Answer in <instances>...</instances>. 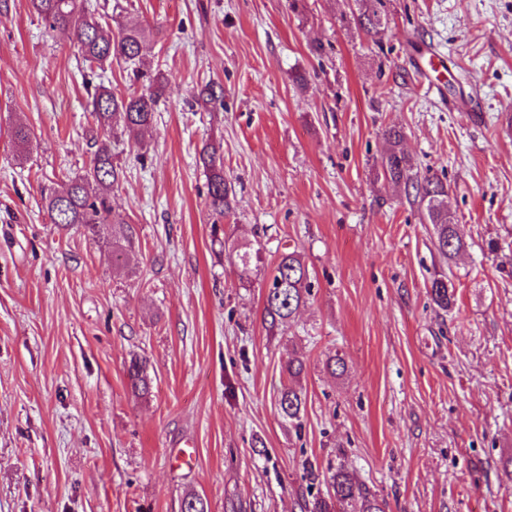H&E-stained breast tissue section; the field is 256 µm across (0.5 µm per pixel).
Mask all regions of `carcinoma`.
<instances>
[{
	"label": "carcinoma",
	"instance_id": "1",
	"mask_svg": "<svg viewBox=\"0 0 512 512\" xmlns=\"http://www.w3.org/2000/svg\"><path fill=\"white\" fill-rule=\"evenodd\" d=\"M356 10L349 22L374 38L388 24L385 0H355ZM29 5L50 31H66L77 43L82 61L89 76L104 77L112 60L133 62L139 56L148 29L133 21L111 17L113 23H103L97 18L99 3L92 0H29ZM147 93L117 96L100 81L91 94V112L103 133L102 138L92 139L90 162L82 173L67 178L59 188L44 196L45 208L52 223L63 227L78 226L95 238L112 237V252L121 251L133 243L134 230L123 218L112 213V189L121 181L124 170L112 154V130L120 126L128 135L136 137L154 120L157 104L168 85L167 78L159 72L150 79ZM198 97L206 102H221L224 89L207 83L198 90ZM388 148L381 158L384 179L402 184L414 192V201L424 208L429 223L436 229L434 245L442 257L453 262L466 250L467 243L459 225L448 212L446 186L437 178L422 174L418 165L405 152L403 133L398 128L386 132ZM208 173V196L211 210L222 217L231 212L235 198L232 182L224 177V163L220 148L206 146L200 156ZM259 250L244 246L237 253L239 276H248L253 258ZM311 283L308 272L296 251L280 254L272 271L264 300L263 320L274 330L286 326L306 303ZM430 295L434 304L443 311L450 310L455 302L454 288L445 277L432 282ZM133 391L145 395L150 392V378L146 362L133 359L127 369ZM279 404L288 421L300 428V413L304 399L299 391L288 387L281 392ZM332 492L327 495L310 494L305 501V512H386V503L366 486L357 483L339 465L329 476Z\"/></svg>",
	"mask_w": 512,
	"mask_h": 512
}]
</instances>
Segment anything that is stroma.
I'll return each mask as SVG.
<instances>
[{"label":"stroma","mask_w":512,"mask_h":512,"mask_svg":"<svg viewBox=\"0 0 512 512\" xmlns=\"http://www.w3.org/2000/svg\"><path fill=\"white\" fill-rule=\"evenodd\" d=\"M98 2L155 30L108 69L113 92L168 79L140 142L112 134V206L135 231L117 262L52 224L41 195L90 160L84 65L28 0L0 14V512H182L194 495L207 512H304L341 463L386 512H512V0H388L374 39L341 22L354 0ZM430 53L453 62L441 100ZM207 82L223 103L190 102ZM17 124L34 134L23 152ZM392 126L448 190L467 242L454 264L381 174ZM209 144L236 192L221 218ZM244 243L260 258L243 279ZM285 246L312 288L271 333ZM443 274L448 312L430 297ZM288 383L298 430L279 409ZM131 388L138 394L145 395L150 392V378L147 373L146 360L132 359L127 369Z\"/></svg>","instance_id":"35a3bbf8"}]
</instances>
